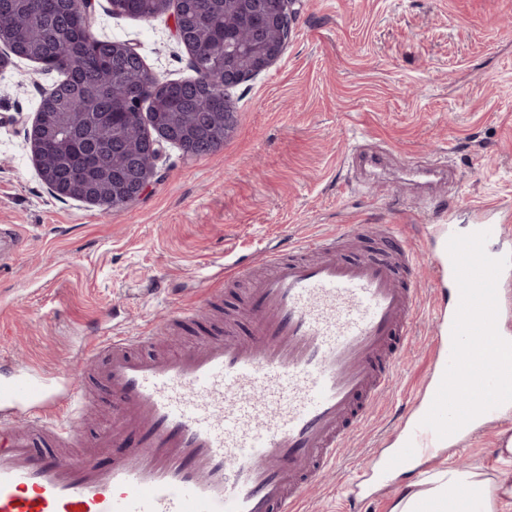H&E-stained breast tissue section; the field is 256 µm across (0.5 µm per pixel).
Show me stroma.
<instances>
[{"mask_svg":"<svg viewBox=\"0 0 512 512\" xmlns=\"http://www.w3.org/2000/svg\"><path fill=\"white\" fill-rule=\"evenodd\" d=\"M294 8L282 56L229 88L237 123L223 147L186 158L165 145L143 195L108 213L51 196L25 141L24 127L60 73L20 58L0 72V225L22 224L31 235L0 269V363L78 385L84 377L73 354L112 332H155L140 346L145 354L192 346L222 333L225 313L244 303L231 285L204 300L209 275L236 244L284 251L303 232L356 224L360 242H345L342 252L367 256L373 225H403L415 248L414 340L339 469L306 492L303 512H340L357 468L400 435L399 414L428 374L442 286L429 259L436 225L451 222L463 233L471 204L512 201V0H296ZM94 15L95 37L132 45L157 80L195 78L172 13L141 21L94 0ZM360 143L384 149L385 167H352L347 156ZM444 160L455 176L429 195L404 173ZM188 307L196 315L179 319L175 333L162 331ZM90 402L73 432L106 467L111 451L94 441L119 409L99 383ZM504 428H512V412L468 447H442L373 484L361 512H391L450 467L497 478L504 465L490 445Z\"/></svg>","mask_w":512,"mask_h":512,"instance_id":"obj_1","label":"stroma"}]
</instances>
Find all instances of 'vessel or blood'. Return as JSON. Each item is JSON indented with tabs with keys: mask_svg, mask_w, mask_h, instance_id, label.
Here are the masks:
<instances>
[{
	"mask_svg": "<svg viewBox=\"0 0 512 512\" xmlns=\"http://www.w3.org/2000/svg\"><path fill=\"white\" fill-rule=\"evenodd\" d=\"M475 212L471 229L489 232L488 255L512 254V209ZM455 232L443 225L431 259L448 305L436 316L427 404L451 355L459 290L446 245ZM376 236L367 258L337 257L335 231L262 254L269 273L250 291L248 336L229 329L163 358L134 354L135 336L85 346L79 364L103 359L94 376L124 413L98 446L135 441L110 468L31 449L34 433L68 441L69 427L49 415L69 410L76 388L34 367L0 376V512H301L307 484L339 465L413 337L416 292L401 284L413 249L393 225H378ZM439 444L415 418L366 468L383 481Z\"/></svg>",
	"mask_w": 512,
	"mask_h": 512,
	"instance_id": "1",
	"label": "vessel or blood"
}]
</instances>
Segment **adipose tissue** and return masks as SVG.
<instances>
[{"label":"adipose tissue","mask_w":512,"mask_h":512,"mask_svg":"<svg viewBox=\"0 0 512 512\" xmlns=\"http://www.w3.org/2000/svg\"><path fill=\"white\" fill-rule=\"evenodd\" d=\"M512 506V475L490 481L476 471L448 469L429 487L398 500L391 512H503Z\"/></svg>","instance_id":"ef3b65f1"}]
</instances>
